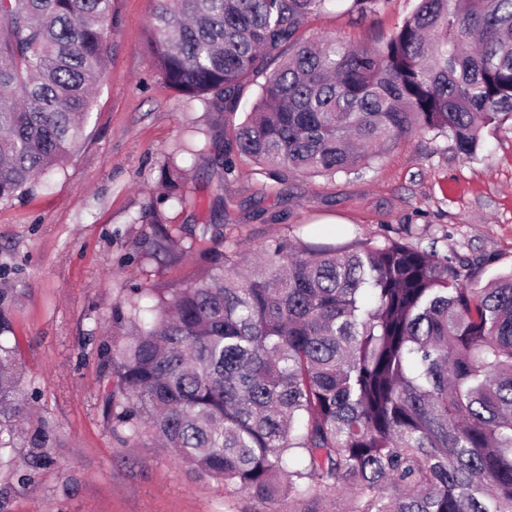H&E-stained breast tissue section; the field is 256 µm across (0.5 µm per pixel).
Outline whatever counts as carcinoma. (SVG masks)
<instances>
[{"label":"carcinoma","mask_w":512,"mask_h":512,"mask_svg":"<svg viewBox=\"0 0 512 512\" xmlns=\"http://www.w3.org/2000/svg\"><path fill=\"white\" fill-rule=\"evenodd\" d=\"M112 0H0V202L63 168L84 136ZM334 0H159L149 58L180 94L234 118L237 154L333 178L417 132L473 158L512 121V0H417L376 45L298 37ZM169 197L184 172L166 161ZM166 225L152 251L172 250ZM194 282L142 305L130 288L98 346L103 409L191 473L262 504L321 512H512V274L388 239L286 240L240 268L213 248ZM15 350L0 344V512L56 463ZM26 449L23 464L15 451Z\"/></svg>","instance_id":"1"}]
</instances>
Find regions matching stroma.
I'll return each mask as SVG.
<instances>
[{
    "instance_id": "obj_1",
    "label": "stroma",
    "mask_w": 512,
    "mask_h": 512,
    "mask_svg": "<svg viewBox=\"0 0 512 512\" xmlns=\"http://www.w3.org/2000/svg\"><path fill=\"white\" fill-rule=\"evenodd\" d=\"M413 6L378 0L354 21L345 0H334L301 33L373 44ZM156 7L112 0L84 139L63 169L0 203V291L10 298L0 343L16 348L38 391L34 410L59 437L57 465L16 486L10 512H288L191 474L163 449L126 447L103 416L96 349L122 289H146L150 306L153 291L183 287L204 266L197 253L146 257L157 224L180 240L221 218L225 246L248 256L285 239L349 249L402 239L477 262L483 283L512 272V126L485 131L471 159L423 132L333 178L273 176L247 161L227 167L223 114L169 88L149 60ZM167 160L186 173L177 199L159 185Z\"/></svg>"
}]
</instances>
